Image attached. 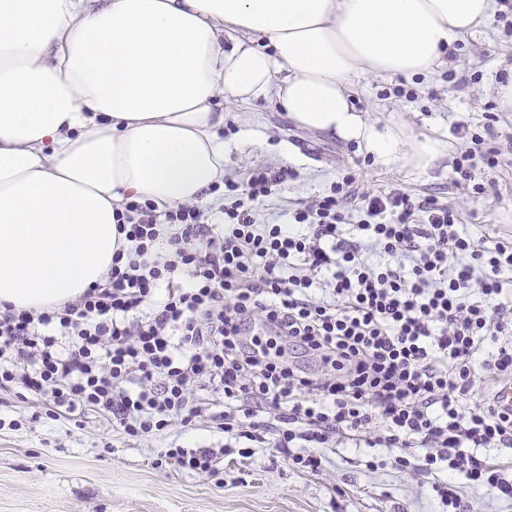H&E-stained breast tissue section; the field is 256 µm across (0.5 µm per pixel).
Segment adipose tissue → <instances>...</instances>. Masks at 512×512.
Wrapping results in <instances>:
<instances>
[{
	"label": "adipose tissue",
	"instance_id": "1",
	"mask_svg": "<svg viewBox=\"0 0 512 512\" xmlns=\"http://www.w3.org/2000/svg\"><path fill=\"white\" fill-rule=\"evenodd\" d=\"M492 0H0V305L104 283L117 212L213 201L224 105L271 101L377 163L428 173L435 137L354 104L366 75L427 76Z\"/></svg>",
	"mask_w": 512,
	"mask_h": 512
}]
</instances>
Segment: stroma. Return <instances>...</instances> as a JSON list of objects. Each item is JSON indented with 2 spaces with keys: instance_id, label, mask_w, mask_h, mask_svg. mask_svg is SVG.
<instances>
[{
  "instance_id": "obj_1",
  "label": "stroma",
  "mask_w": 512,
  "mask_h": 512,
  "mask_svg": "<svg viewBox=\"0 0 512 512\" xmlns=\"http://www.w3.org/2000/svg\"><path fill=\"white\" fill-rule=\"evenodd\" d=\"M512 72V21L491 18L454 43L448 65L425 76L362 77L354 103L380 124L395 123L439 138L460 153L487 114L502 148L512 151V112L501 111L496 85ZM469 128L454 131L459 119ZM228 144L224 174L241 180L257 165L291 166L299 177L261 208L281 221L305 197L321 193L352 173L374 192L400 189L413 198L452 200L469 230L512 234V167L477 168L486 191L455 187L452 169L438 166L420 176L398 165L378 164L357 143L297 127L268 102L226 106ZM27 409L0 410V419H23L20 430H0V512H448L430 488L394 465L393 448H357L347 442L324 449V469L297 470L271 448L256 449L248 467L225 461L224 482L158 464L170 443L219 446L228 438L198 422L137 444L117 441L105 424L79 427L66 420L31 421ZM376 468H367V461Z\"/></svg>"
}]
</instances>
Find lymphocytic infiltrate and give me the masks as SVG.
Wrapping results in <instances>:
<instances>
[{
	"label": "lymphocytic infiltrate",
	"instance_id": "f902f5d3",
	"mask_svg": "<svg viewBox=\"0 0 512 512\" xmlns=\"http://www.w3.org/2000/svg\"><path fill=\"white\" fill-rule=\"evenodd\" d=\"M479 164L504 165L489 125L454 171L468 180ZM297 176L258 165L225 181L236 198L219 230L197 205L126 204L104 287L0 310V391L133 445L204 417L314 475L321 449L352 434L399 449L395 467L453 512H470L453 474L512 498L485 454L512 448V411L493 398L512 377V239L460 232L450 202L361 190L350 174L301 200L292 223L269 222L261 202ZM348 206L359 223L346 225ZM224 454L164 456L217 477Z\"/></svg>",
	"mask_w": 512,
	"mask_h": 512
}]
</instances>
